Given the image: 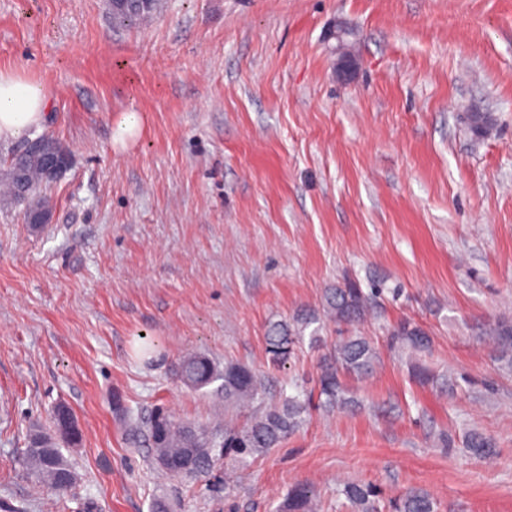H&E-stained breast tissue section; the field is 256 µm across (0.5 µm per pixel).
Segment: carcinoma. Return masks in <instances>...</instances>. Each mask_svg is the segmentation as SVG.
Here are the masks:
<instances>
[{"mask_svg": "<svg viewBox=\"0 0 512 512\" xmlns=\"http://www.w3.org/2000/svg\"><path fill=\"white\" fill-rule=\"evenodd\" d=\"M159 7V0H122L110 5L112 20L116 23H133L148 19ZM8 172L0 177L3 195L11 200L28 203L26 219L33 221L36 215L47 213L49 200L39 192L46 185L41 164L28 157L8 159ZM25 166L30 189L20 197L14 179V169ZM384 288L372 285L368 288L354 279L325 291L320 311L306 310L288 322L274 324L266 336V350L270 361L280 364L288 359L304 338L305 330L312 324L329 319L338 326H352L374 312ZM389 345L401 352H421L429 346L428 333L416 322L401 319L387 329ZM481 335L492 340L497 361L504 369L512 371V319L500 317L483 328ZM379 354L374 344L364 336H341L321 366L314 386L296 395L281 392L273 402L265 401L266 388L259 376L247 365L226 361L219 364L198 354H188L180 359L176 376L180 382L196 391L216 385L215 392L224 394L229 406L251 404L255 410L250 419L240 427H226L224 431L209 429L191 423L178 422L164 412L156 411L143 423L130 424L132 434L147 437L155 464L173 476L206 477L214 469L221 456H232L239 464L247 462L270 448L277 447L289 434L299 429L310 410L330 412L354 406L355 397L344 385L346 377H362L374 369ZM411 374L422 383H439L453 389V375H439L428 368L411 365ZM53 426L30 430L25 458L30 472L54 490L66 493L71 486L65 477L75 475L74 468L65 457L63 448L80 441L81 431L73 429L65 436L59 431V418L52 413ZM465 447L479 456L492 455V440L479 432L470 431L464 438ZM342 494L353 512H438L436 500L421 491L383 502L379 492L369 486L347 484ZM275 512H317L315 494L310 486L298 483L291 486L276 507Z\"/></svg>", "mask_w": 512, "mask_h": 512, "instance_id": "carcinoma-1", "label": "carcinoma"}]
</instances>
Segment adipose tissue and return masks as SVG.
Returning a JSON list of instances; mask_svg holds the SVG:
<instances>
[{"mask_svg": "<svg viewBox=\"0 0 512 512\" xmlns=\"http://www.w3.org/2000/svg\"><path fill=\"white\" fill-rule=\"evenodd\" d=\"M48 104L46 81L0 70V142L16 140L43 126Z\"/></svg>", "mask_w": 512, "mask_h": 512, "instance_id": "1", "label": "adipose tissue"}]
</instances>
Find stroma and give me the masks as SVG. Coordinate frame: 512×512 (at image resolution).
I'll return each mask as SVG.
<instances>
[{
  "instance_id": "stroma-1",
  "label": "stroma",
  "mask_w": 512,
  "mask_h": 512,
  "mask_svg": "<svg viewBox=\"0 0 512 512\" xmlns=\"http://www.w3.org/2000/svg\"><path fill=\"white\" fill-rule=\"evenodd\" d=\"M0 69L47 80L42 132L72 154L43 232L0 200V512H149L159 497L274 512L295 483L319 512H353L348 483L512 512V373L479 334L512 317V0H160L127 26L106 0H0ZM127 112L139 131L112 144ZM347 278L384 288L353 327L380 356L347 381L359 407L312 412L204 480L167 476L129 437L113 394L223 427V396L174 375L188 352L250 366L273 395L312 387L336 323L280 367L267 332ZM402 318L427 350L390 349ZM413 362L458 387L419 384ZM58 404L82 433L66 493L23 460ZM473 430L493 456L463 448Z\"/></svg>"
}]
</instances>
